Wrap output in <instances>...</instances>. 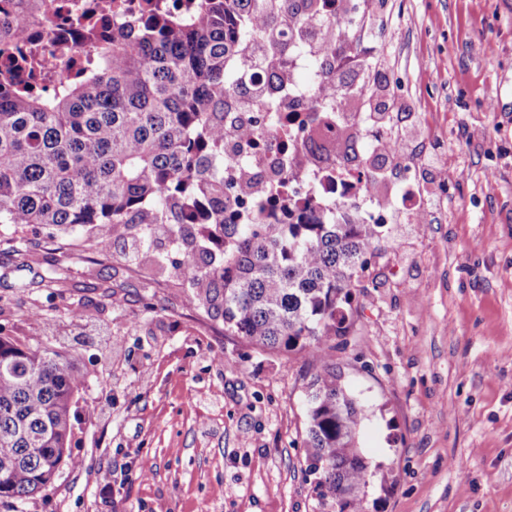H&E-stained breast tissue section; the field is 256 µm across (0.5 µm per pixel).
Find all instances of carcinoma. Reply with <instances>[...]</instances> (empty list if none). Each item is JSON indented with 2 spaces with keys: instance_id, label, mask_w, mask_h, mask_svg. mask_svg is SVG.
Instances as JSON below:
<instances>
[{
  "instance_id": "cac0c4a2",
  "label": "carcinoma",
  "mask_w": 512,
  "mask_h": 512,
  "mask_svg": "<svg viewBox=\"0 0 512 512\" xmlns=\"http://www.w3.org/2000/svg\"><path fill=\"white\" fill-rule=\"evenodd\" d=\"M5 14L48 20L55 0H0ZM142 0L138 16L100 35L87 25L53 45L74 73L49 88L34 56L0 20V227L49 224L108 247L117 224L141 225L149 249L168 226L187 297L254 348L323 360L308 383L303 443L321 498L361 512L372 464L357 436L364 407L336 374L334 340L354 325L353 291L384 247L382 224H228L224 221V97L263 94L229 59L274 39L284 7L301 29L320 0ZM310 150L330 159L321 126ZM84 384L51 347L0 336V501L21 506L71 456L72 412Z\"/></svg>"
}]
</instances>
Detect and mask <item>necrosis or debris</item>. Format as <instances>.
I'll return each mask as SVG.
<instances>
[{
    "label": "necrosis or debris",
    "instance_id": "obj_1",
    "mask_svg": "<svg viewBox=\"0 0 512 512\" xmlns=\"http://www.w3.org/2000/svg\"><path fill=\"white\" fill-rule=\"evenodd\" d=\"M274 33L283 45L273 62L280 75L277 116H269L264 98L255 96L229 103L224 115L226 222L293 224L301 219L332 220L341 212L354 224L388 223L387 214L365 208L368 178L362 170L317 162L306 145V131L318 115L328 116L334 138L347 124L363 122L362 117L343 112L328 93L336 85V63L350 57L354 40L342 41L340 50L326 56L318 41L296 51L287 19H280ZM320 56L324 65L312 69L313 59ZM307 69L313 72L310 84H295V73ZM241 126L251 128V139L238 136Z\"/></svg>",
    "mask_w": 512,
    "mask_h": 512
}]
</instances>
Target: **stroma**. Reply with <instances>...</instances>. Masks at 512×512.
I'll use <instances>...</instances> for the list:
<instances>
[{
  "mask_svg": "<svg viewBox=\"0 0 512 512\" xmlns=\"http://www.w3.org/2000/svg\"><path fill=\"white\" fill-rule=\"evenodd\" d=\"M353 2L360 56L445 154L433 184L391 176L395 246L354 294V335L336 341L365 407L359 446L382 467L362 508L512 512V0ZM411 189L420 223L402 210ZM128 232L89 253L26 224L17 250L0 246V334L61 344L85 373L71 448L82 465L24 512H340L316 494L301 445L320 359L225 335L175 278H151L173 249L129 263Z\"/></svg>",
  "mask_w": 512,
  "mask_h": 512,
  "instance_id": "35a3bbf8",
  "label": "stroma"
}]
</instances>
